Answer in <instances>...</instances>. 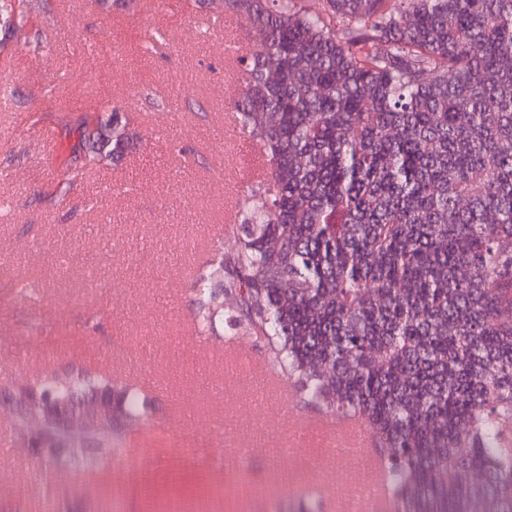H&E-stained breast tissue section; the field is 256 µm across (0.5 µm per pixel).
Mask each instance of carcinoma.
<instances>
[{
    "label": "carcinoma",
    "instance_id": "carcinoma-1",
    "mask_svg": "<svg viewBox=\"0 0 512 512\" xmlns=\"http://www.w3.org/2000/svg\"><path fill=\"white\" fill-rule=\"evenodd\" d=\"M34 0H0V30ZM207 0L258 46L234 101L266 176L243 196L239 248L192 278L196 322L266 341L305 403L358 416L395 512H512V0ZM55 167L119 158L136 132L109 100L66 107ZM46 422L39 462L85 469L116 425L53 420L103 401L129 430L147 403L83 367L10 394Z\"/></svg>",
    "mask_w": 512,
    "mask_h": 512
}]
</instances>
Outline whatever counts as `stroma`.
<instances>
[{
  "label": "stroma",
  "mask_w": 512,
  "mask_h": 512,
  "mask_svg": "<svg viewBox=\"0 0 512 512\" xmlns=\"http://www.w3.org/2000/svg\"><path fill=\"white\" fill-rule=\"evenodd\" d=\"M198 0H50L8 41L0 74V512H346L367 471L324 445L290 450L289 422L328 417L300 395L224 369L228 342L269 362L265 342L217 323L199 333L190 274L224 234L247 183L224 161L247 143L224 87L238 29ZM164 29L159 49L145 30ZM112 98L140 143L91 164L67 198L48 177L59 95ZM43 120L33 123L32 109ZM26 284L27 295L16 287ZM87 366L139 388L148 420L91 471L43 465L4 400L49 369ZM239 449L236 457L225 448Z\"/></svg>",
  "instance_id": "obj_1"
}]
</instances>
